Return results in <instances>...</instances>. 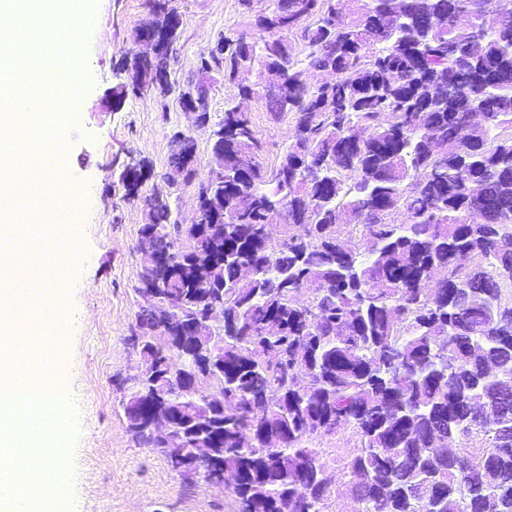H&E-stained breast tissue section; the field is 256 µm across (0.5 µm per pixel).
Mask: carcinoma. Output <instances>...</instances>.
<instances>
[{"label": "carcinoma", "instance_id": "1", "mask_svg": "<svg viewBox=\"0 0 512 512\" xmlns=\"http://www.w3.org/2000/svg\"><path fill=\"white\" fill-rule=\"evenodd\" d=\"M357 2L238 0L253 33L201 56V74L237 89L210 147L224 172L201 178L192 156L169 155L197 187V221L149 203L138 242L157 227L169 255L139 273L129 340L159 374L126 386L119 405L132 440L161 454L147 421L165 410L191 442L206 402L181 383L214 375L224 408L199 477L212 486L236 472V512H327L321 444L347 428L360 436L341 462L356 512H484L489 499L512 512V13L501 0ZM154 11L143 34L155 60L135 58L116 98L166 84L173 10ZM474 24L486 31L478 44ZM256 70L277 80L256 86ZM312 71L330 78L312 85ZM194 86L209 122L211 85ZM249 92L271 122L291 119L273 168L237 109ZM142 177L139 165L121 174L129 191ZM274 205L288 212L279 229L267 223ZM357 237L367 250L344 245ZM203 268L215 281L198 278ZM213 306L223 352L208 363L179 343L167 356L183 370L168 371L148 333ZM269 393L279 399L267 411Z\"/></svg>", "mask_w": 512, "mask_h": 512}]
</instances>
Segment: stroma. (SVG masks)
<instances>
[{"mask_svg":"<svg viewBox=\"0 0 512 512\" xmlns=\"http://www.w3.org/2000/svg\"><path fill=\"white\" fill-rule=\"evenodd\" d=\"M171 5L180 25L167 91L152 89L121 101L111 96L142 50L137 33L152 16L150 0H97L77 45L85 61L83 94L60 141L71 196L65 210L45 212L40 219L44 225L73 223L79 241V254L66 269L61 342L77 425L70 439L67 493L52 504V512H236L223 490L185 479L163 456L135 445L117 408L122 384L138 364L129 336L138 310L133 286L143 264L137 242L149 221L144 200L163 197L179 223L194 218L195 187L167 179L172 132L194 138L199 173L211 165L208 133L183 111L179 91L199 80L200 56L221 36L248 29L237 0H172ZM248 110L265 163L276 165L291 140L289 120L270 123L256 101ZM131 162L142 165L144 174L134 195L118 181Z\"/></svg>","mask_w":512,"mask_h":512,"instance_id":"35a3bbf8","label":"stroma"}]
</instances>
